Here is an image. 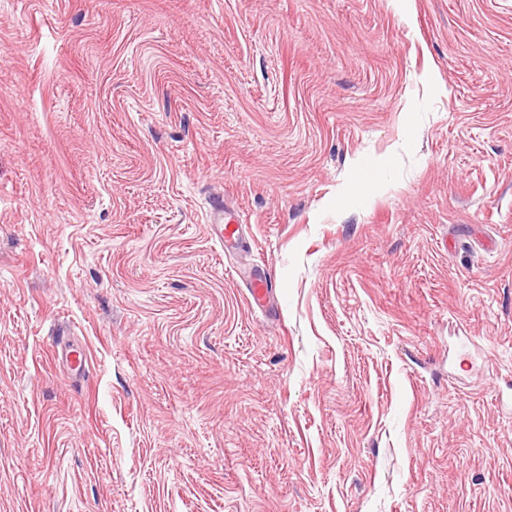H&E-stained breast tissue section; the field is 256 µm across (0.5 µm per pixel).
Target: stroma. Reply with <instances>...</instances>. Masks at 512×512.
<instances>
[{
    "instance_id": "35a3bbf8",
    "label": "stroma",
    "mask_w": 512,
    "mask_h": 512,
    "mask_svg": "<svg viewBox=\"0 0 512 512\" xmlns=\"http://www.w3.org/2000/svg\"><path fill=\"white\" fill-rule=\"evenodd\" d=\"M0 512H512V0H0ZM207 223L213 227L215 239L224 244V247L228 248L241 241L243 224L240 223V216L233 207L224 202V196L212 199Z\"/></svg>"
}]
</instances>
